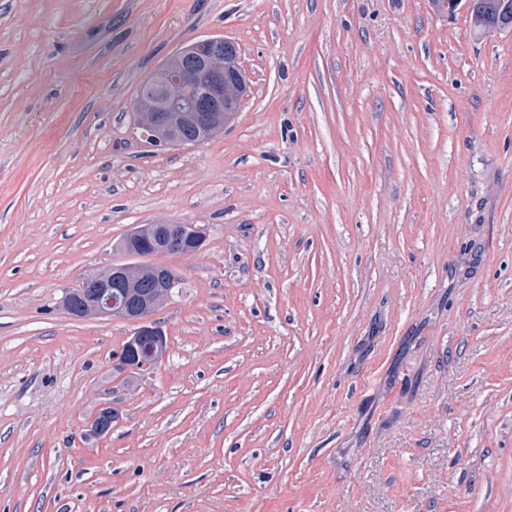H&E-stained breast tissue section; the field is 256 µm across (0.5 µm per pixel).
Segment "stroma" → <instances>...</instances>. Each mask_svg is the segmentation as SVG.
Instances as JSON below:
<instances>
[{
	"label": "stroma",
	"instance_id": "obj_1",
	"mask_svg": "<svg viewBox=\"0 0 512 512\" xmlns=\"http://www.w3.org/2000/svg\"><path fill=\"white\" fill-rule=\"evenodd\" d=\"M235 43L223 132L147 143L178 49ZM141 224L181 284L62 303ZM117 409L109 433L90 422ZM0 512H512V31L431 0H0ZM188 228L186 232L190 234V238L193 239V243L190 246H186L183 241V237L178 238L175 232L174 224H148L146 228L147 238L157 248H166L167 246L184 247L189 253L196 252L201 248L205 242V235L202 227L196 224H186ZM183 224H177V226H186ZM183 249L170 248L160 252L145 253L141 254L140 257H151L165 254H186ZM145 266H158L161 268H144L127 263L113 264L107 272L93 279L96 288H93L89 278L84 279L77 288L69 290L64 303L73 299L83 303L79 308L67 307L69 315L74 317L96 316L101 318H121L134 325L137 336H156L164 338L162 329L151 319L154 307L171 297L175 288L180 284V277L164 269L175 270L161 266L160 264H142ZM163 268V269H162ZM177 273V272H176ZM161 280L165 286L154 288L136 302L117 303L120 288H132L133 292H139V288H133L141 280ZM89 288V289H88Z\"/></svg>",
	"mask_w": 512,
	"mask_h": 512
}]
</instances>
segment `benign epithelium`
I'll return each mask as SVG.
<instances>
[{
	"instance_id": "benign-epithelium-1",
	"label": "benign epithelium",
	"mask_w": 512,
	"mask_h": 512,
	"mask_svg": "<svg viewBox=\"0 0 512 512\" xmlns=\"http://www.w3.org/2000/svg\"><path fill=\"white\" fill-rule=\"evenodd\" d=\"M228 40L208 38L188 44L160 66L151 82L163 89L170 100L165 105L144 95L137 102L134 116L144 137L156 146H198L224 129V75L228 67L225 47ZM190 125L196 136L186 139L182 128ZM186 232L193 243L184 246L172 224H149L147 238L134 233L127 240L128 251L138 255L149 240L162 249L183 247L193 253L205 242L202 227L188 225ZM160 280L156 288L136 302H117L119 289L132 288L141 280ZM92 300L75 309H67L74 317L96 316L121 318L135 326L138 336L163 337L162 329L152 320L154 307L171 297L180 284V277L162 268H144L127 263L112 265L107 272L93 279Z\"/></svg>"
}]
</instances>
